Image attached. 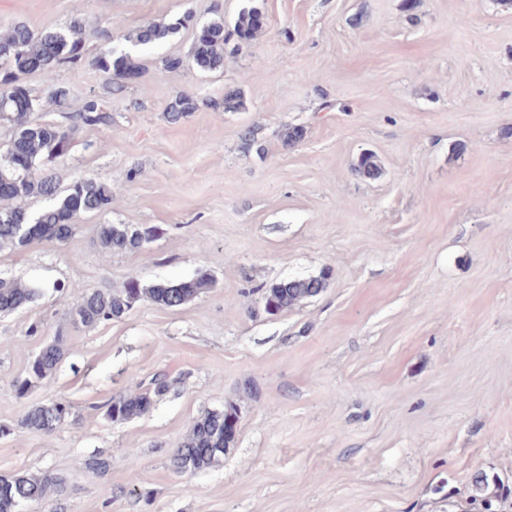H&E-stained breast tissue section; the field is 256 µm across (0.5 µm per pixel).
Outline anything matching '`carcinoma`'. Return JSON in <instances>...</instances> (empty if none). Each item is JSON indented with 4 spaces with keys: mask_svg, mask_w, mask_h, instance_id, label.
Returning <instances> with one entry per match:
<instances>
[{
    "mask_svg": "<svg viewBox=\"0 0 512 512\" xmlns=\"http://www.w3.org/2000/svg\"><path fill=\"white\" fill-rule=\"evenodd\" d=\"M195 28L193 45L185 57L186 65L202 73L224 69V58L235 53L241 44L230 45L237 36L249 43L259 37L265 27L264 12L256 4L243 7L229 30L219 15L198 22L187 11L169 23H148L123 34L119 41L102 47L91 58L98 70L112 79V93L124 91V81L143 73L138 52L155 48L188 27ZM91 35L86 21L75 17L65 27H47L36 33L22 22L0 29V121L9 124L11 135L6 149L0 154V187L9 193L0 195V250L22 249L33 242L63 243L74 232L76 221L86 214L112 211V186L94 178L73 182L60 189L56 174L46 167L50 159L64 155L70 137L81 127H109L112 113L109 103L97 96L88 98L75 112L66 110L68 92L62 87L50 91L49 102L61 112L62 121L49 122L33 118L43 110L41 99L32 94L24 83L28 74L51 75L63 65H75L87 57V42ZM199 108V100L181 93L168 105L166 118L178 123ZM305 127H288L280 137L284 150L292 149L304 140ZM240 147L249 153H265L259 142L258 129L246 126L239 132ZM354 175L375 179L381 174V164L373 152L362 153L352 168ZM40 197L46 205L33 213L27 200ZM159 235L150 224H99L97 241L101 254L136 253ZM330 269L316 276L293 278L263 285L264 309L270 315L282 313L324 291ZM215 287V280L205 272L195 277L170 282L165 280L145 284L134 276L121 285L106 290L84 293L70 308L68 323L74 330L92 328L104 321L122 319L136 304L148 301L158 307H181L198 295ZM41 289L18 279L0 278V313H11L33 305ZM66 336L58 333L46 343L28 363L22 375L12 384L17 396L23 397L42 385L56 372L66 354ZM166 377H154L149 386L136 392L116 395L104 404L105 416L113 422H127L146 414L168 392ZM59 401L30 407L14 423H0V437L19 430L50 434L69 418ZM240 420V407L228 401L221 409L200 415L192 423L172 457L174 468L181 472H196L218 464L228 449L234 447ZM58 485L50 474H0V512H21L24 504L39 501Z\"/></svg>",
    "mask_w": 512,
    "mask_h": 512,
    "instance_id": "cac0c4a2",
    "label": "carcinoma"
}]
</instances>
